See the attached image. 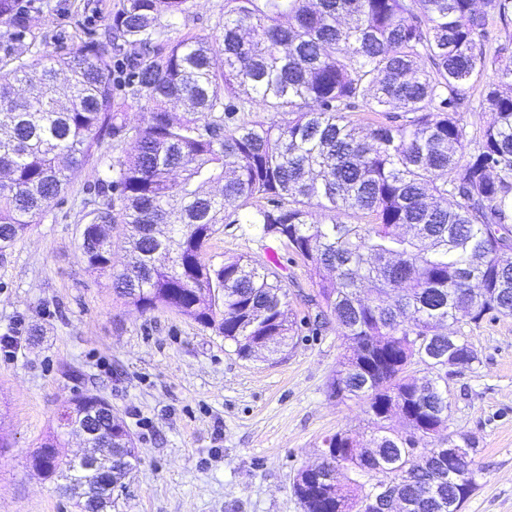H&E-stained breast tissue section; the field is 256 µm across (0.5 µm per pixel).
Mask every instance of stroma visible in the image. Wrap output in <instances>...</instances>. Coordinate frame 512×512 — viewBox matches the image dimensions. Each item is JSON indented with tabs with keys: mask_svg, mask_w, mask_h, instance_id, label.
<instances>
[{
	"mask_svg": "<svg viewBox=\"0 0 512 512\" xmlns=\"http://www.w3.org/2000/svg\"><path fill=\"white\" fill-rule=\"evenodd\" d=\"M49 50L66 52L108 24L118 0H21ZM179 32L220 34L224 0H189ZM105 143L40 223L0 257V512H77L29 460L59 403L76 391L106 398L142 463L118 512H302L293 491L325 436L367 437L362 401L333 397L344 353L335 322L316 325L315 277L247 224L225 225L214 262L240 254L279 261L305 322L284 353L243 357L214 329L166 308L117 302L109 279L77 254L87 187L124 156ZM476 360L448 372L447 432L476 446V488L461 512H512V317L456 324Z\"/></svg>",
	"mask_w": 512,
	"mask_h": 512,
	"instance_id": "obj_1",
	"label": "stroma"
}]
</instances>
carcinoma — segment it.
Masks as SVG:
<instances>
[{
    "instance_id": "1",
    "label": "carcinoma",
    "mask_w": 512,
    "mask_h": 512,
    "mask_svg": "<svg viewBox=\"0 0 512 512\" xmlns=\"http://www.w3.org/2000/svg\"><path fill=\"white\" fill-rule=\"evenodd\" d=\"M188 0H119L105 40L20 59L29 30L19 0H0V255L37 223L105 138L130 146L90 189L78 252L108 277L123 304H162L214 328L248 355L246 336L277 353L299 335L281 266L248 256L206 258L226 224H252L318 276L314 322L336 317L346 352L332 385L377 415L407 410L414 440L373 422L370 446L339 442L340 456L307 475L304 512H345L384 483L403 512H448L475 489L448 481V453L428 447L448 389L436 378L403 383L397 366L423 364L420 337L448 347L450 323L512 316V37L488 57V9L509 25L512 0H225L223 35L171 37ZM141 124L114 94L112 63ZM493 77L484 79L489 66ZM483 83L490 121L468 135V90ZM180 102L182 118L168 105ZM385 120L366 128L356 111ZM250 112L288 116L282 123ZM356 218L336 221V213ZM123 228L127 262L112 272ZM103 403L90 392L60 404L76 414ZM100 467L123 481L139 450L112 413L95 418ZM55 426L35 454L45 477L84 488V512H116L114 490L84 461L61 458Z\"/></svg>"
}]
</instances>
